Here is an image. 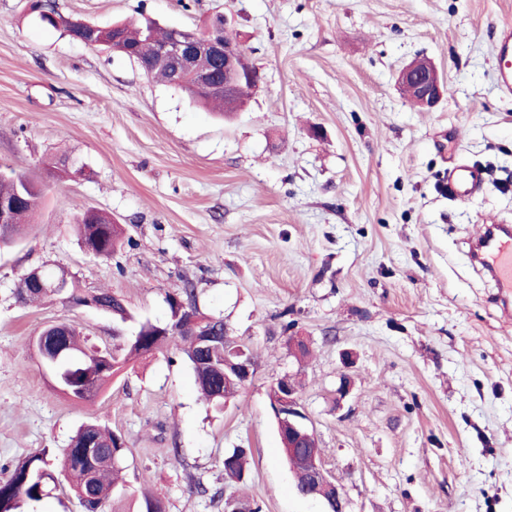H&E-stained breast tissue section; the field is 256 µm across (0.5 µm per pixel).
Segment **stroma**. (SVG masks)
<instances>
[{"label": "stroma", "mask_w": 512, "mask_h": 512, "mask_svg": "<svg viewBox=\"0 0 512 512\" xmlns=\"http://www.w3.org/2000/svg\"><path fill=\"white\" fill-rule=\"evenodd\" d=\"M55 4L102 27L200 32L225 16L259 81L223 117L44 25L31 0H0V170L42 192L33 231L0 249V479L46 453L54 479L35 512H82L61 465L94 420L125 440L126 512L147 489L165 512H323L297 493L270 406L288 376L347 512H512V329L469 258L485 225H512V97L493 55L512 0ZM419 56L449 88L432 108L396 82ZM460 161L484 182L454 201L442 182ZM86 208L124 229L112 257L80 247ZM36 268L120 296L129 320L63 293L21 304L16 286ZM189 281L200 312L254 355L223 411L173 343L94 400L58 391L32 348L47 325L76 322L109 350L141 322H168ZM235 448L251 451L240 482L224 477Z\"/></svg>", "instance_id": "1"}]
</instances>
